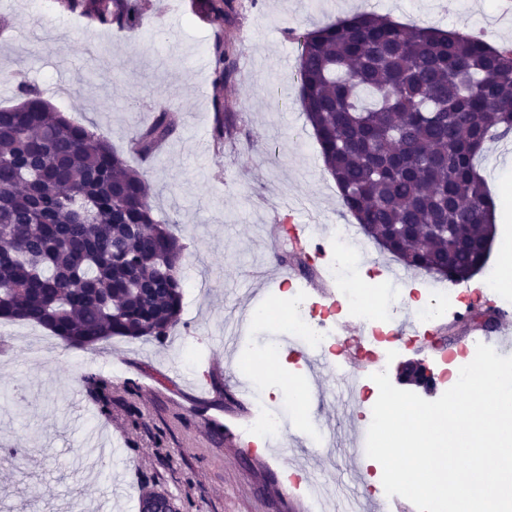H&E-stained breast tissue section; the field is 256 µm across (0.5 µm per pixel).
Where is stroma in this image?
I'll use <instances>...</instances> for the list:
<instances>
[{
  "mask_svg": "<svg viewBox=\"0 0 512 512\" xmlns=\"http://www.w3.org/2000/svg\"><path fill=\"white\" fill-rule=\"evenodd\" d=\"M227 27L237 74L213 80L215 28L198 0H149L133 33L92 27L64 12L59 0H0V107L17 104V87L38 91L71 121L103 134L128 164L144 173L158 219L175 223L185 246L181 321L163 342L116 337L90 352L58 339L41 347L43 328L0 319V512H139L142 496L173 500L177 512H314L303 490L280 483L296 465L308 484L336 490L353 468L371 471L367 494L384 496L377 461L349 464L347 435L369 426L371 412L334 393L342 366L355 361L359 320L339 311L344 353L311 373L303 343L286 318L249 320L232 359L219 338L226 323L256 303L275 307L288 286L305 287L310 268L333 251L332 236L351 216L338 203L299 99L298 34L358 11L445 30L482 32L512 46L507 0H238ZM222 98L236 129L214 145L213 98ZM177 119L155 159L131 149L136 133L160 108ZM477 166L492 197H504L512 227V150L489 145ZM315 224L321 254L307 266L275 251L271 225ZM402 263L366 237L354 247L350 279L378 282L395 321L415 317L403 289L391 287ZM447 313L425 342L382 354L388 375L400 363L436 368L450 345L480 334ZM281 360L283 381L311 387L309 406L295 407L270 451L247 447L239 425L251 413L238 401L247 384L275 405L288 394L255 375L268 353ZM92 372L103 387L90 392Z\"/></svg>",
  "mask_w": 512,
  "mask_h": 512,
  "instance_id": "stroma-1",
  "label": "stroma"
}]
</instances>
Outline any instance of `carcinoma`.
<instances>
[{"label":"carcinoma","instance_id":"1","mask_svg":"<svg viewBox=\"0 0 512 512\" xmlns=\"http://www.w3.org/2000/svg\"><path fill=\"white\" fill-rule=\"evenodd\" d=\"M100 27L134 32L144 0H62ZM237 0H200L219 26L215 82L235 74L224 27ZM306 119L339 201L407 267L460 282L487 260L493 201L474 157L512 135V48L364 11L299 37ZM0 108V318L92 350L161 341L180 322L184 246L160 222L144 175L102 136L21 88ZM219 144L234 121L212 103ZM176 130L167 109L132 140L146 162Z\"/></svg>","mask_w":512,"mask_h":512}]
</instances>
